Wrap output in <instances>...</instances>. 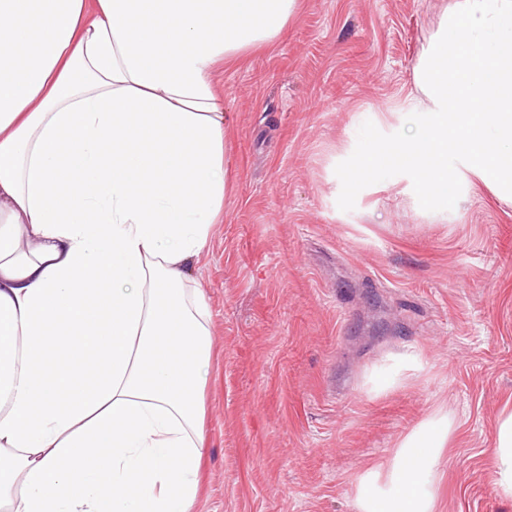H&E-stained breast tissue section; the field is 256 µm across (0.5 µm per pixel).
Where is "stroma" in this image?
Returning a JSON list of instances; mask_svg holds the SVG:
<instances>
[{"label": "stroma", "mask_w": 512, "mask_h": 512, "mask_svg": "<svg viewBox=\"0 0 512 512\" xmlns=\"http://www.w3.org/2000/svg\"><path fill=\"white\" fill-rule=\"evenodd\" d=\"M448 0H300L218 64L231 187L198 268L211 313L200 512H358L357 482L433 413L457 426L438 512H512L492 451L512 404V205L468 178L426 211L396 175L337 206L372 121L405 122Z\"/></svg>", "instance_id": "35a3bbf8"}]
</instances>
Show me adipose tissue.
<instances>
[{
  "label": "adipose tissue",
  "instance_id": "1",
  "mask_svg": "<svg viewBox=\"0 0 512 512\" xmlns=\"http://www.w3.org/2000/svg\"><path fill=\"white\" fill-rule=\"evenodd\" d=\"M298 0H0V512H197L224 214L215 66ZM438 414L359 512H436ZM496 487L512 498V409Z\"/></svg>",
  "mask_w": 512,
  "mask_h": 512
}]
</instances>
